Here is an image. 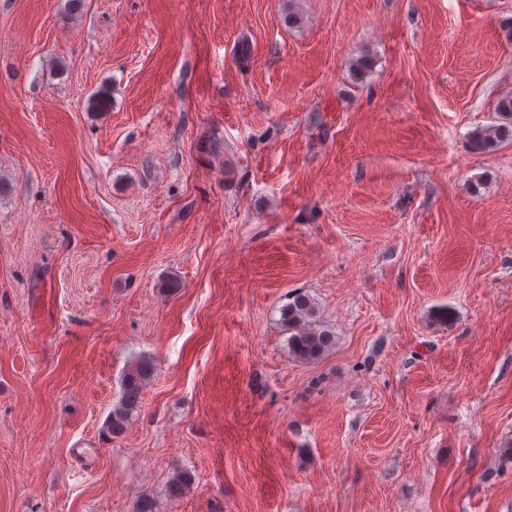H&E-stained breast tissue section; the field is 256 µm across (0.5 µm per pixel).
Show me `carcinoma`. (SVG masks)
<instances>
[{
	"instance_id": "1",
	"label": "carcinoma",
	"mask_w": 512,
	"mask_h": 512,
	"mask_svg": "<svg viewBox=\"0 0 512 512\" xmlns=\"http://www.w3.org/2000/svg\"><path fill=\"white\" fill-rule=\"evenodd\" d=\"M512 142V94L496 103L495 121L488 126H478L468 133V143L477 152L496 150ZM318 309L306 294L297 292L281 308V323L288 330V351L301 362H313L327 353L334 344V336L317 320ZM154 375L148 360L133 363L122 378V396L107 420L108 431L118 436L126 428L130 414L138 406L141 393Z\"/></svg>"
}]
</instances>
